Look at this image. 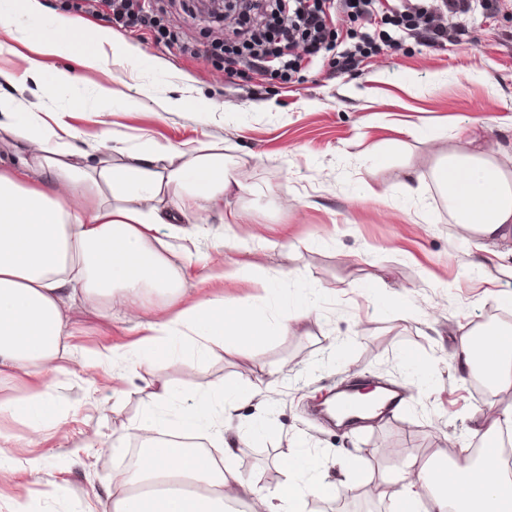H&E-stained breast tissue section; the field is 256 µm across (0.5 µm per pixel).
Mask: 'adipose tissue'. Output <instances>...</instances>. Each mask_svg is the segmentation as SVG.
<instances>
[{
  "instance_id": "1",
  "label": "adipose tissue",
  "mask_w": 512,
  "mask_h": 512,
  "mask_svg": "<svg viewBox=\"0 0 512 512\" xmlns=\"http://www.w3.org/2000/svg\"><path fill=\"white\" fill-rule=\"evenodd\" d=\"M18 143L16 160L0 169V375L29 380L21 394L0 398V419L23 418L24 437L40 444L46 421L63 418L64 408L39 376L62 372L71 351L67 307L92 295L142 321L146 299L183 298L188 279L171 257L187 253L180 222L206 210L232 189L224 156L202 154L174 165L181 150L151 139L119 148L118 162L77 166L82 150L74 129L60 113L21 111L17 100L0 95V131ZM40 157L31 168L29 157ZM433 178L441 186L455 220L456 236L468 241L512 239V171L502 168L483 128L469 130L468 148L439 159ZM180 194L167 209L156 202L168 187ZM308 306L283 308L269 318L246 299L200 298L164 318L145 323L147 331L132 354L142 360L193 353L203 359L213 342L241 349L267 331L293 333L310 320ZM460 377L482 362L496 387H512V333L491 331L476 340L465 333L453 354ZM170 385L147 393L132 429H149L144 461L132 469L115 463L106 480L112 512H147L159 496L162 512H231L239 501L245 512H302L306 498L334 496L335 485L315 473L312 458L286 463L283 481L258 492L242 478L235 460L240 434L225 429L224 416L235 410L239 387L222 383L201 391L193 406L169 413ZM210 433V447L188 449L179 437ZM512 433V402L491 404L471 419L470 433L482 447H500ZM448 467L415 460L391 479V496L403 512H512V477L488 457L466 449L450 455Z\"/></svg>"
}]
</instances>
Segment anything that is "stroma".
I'll return each mask as SVG.
<instances>
[{
  "mask_svg": "<svg viewBox=\"0 0 512 512\" xmlns=\"http://www.w3.org/2000/svg\"><path fill=\"white\" fill-rule=\"evenodd\" d=\"M165 23L179 42L159 41L151 27H111L115 48L97 67L83 32L71 36L70 54L50 56L38 81L18 82L15 41L0 52V94L14 95L49 112L63 113L94 160L117 161L115 143L131 147L146 138L174 146L224 151L227 178L240 193L186 222L197 254L225 240V267L252 262L253 234L271 246L264 262L274 290L260 293L243 278L213 279L201 294L227 299L257 297L271 313L309 302L312 319L296 335L269 333L236 352L212 345L202 362L157 356L135 365L123 360L89 366L84 356L126 348L142 335L121 308L98 298L72 307L73 351L63 373L44 377L70 412L63 433L48 431L28 447L24 426L0 454L13 459L0 471V512L19 498L31 512H110L102 491L116 460L129 457L146 431L130 429L150 382H169L180 398L220 382L238 383L243 398L230 423L244 443L236 461L257 489H274L281 463L303 452L318 457L326 482L344 483L343 498L311 499L304 512H394L385 472L415 459L445 464L443 449L476 448L468 430L488 399L512 402V389L476 391L454 369L456 339L496 321L489 292H511L512 240L486 248L459 241L452 217L429 175L440 156L464 147L468 129L486 126L498 163L512 170V0L462 20L452 44L441 49L393 24H378L377 53L342 69L335 51L310 57L296 48L291 65L256 76L237 64L226 76L220 55L198 56L214 41L208 23L190 12L189 0H170ZM70 85L44 96L56 72ZM178 100L166 111L163 99ZM409 133H402V126ZM424 174L418 194L404 195L410 172ZM287 372H277L280 363ZM382 381L416 382L400 411L337 428L317 408L338 387ZM121 439L120 448L98 445ZM363 466L345 483L341 455ZM43 462L31 472L26 460ZM378 479L367 497L369 479ZM65 487L66 497L55 494Z\"/></svg>",
  "mask_w": 512,
  "mask_h": 512,
  "instance_id": "1",
  "label": "stroma"
}]
</instances>
